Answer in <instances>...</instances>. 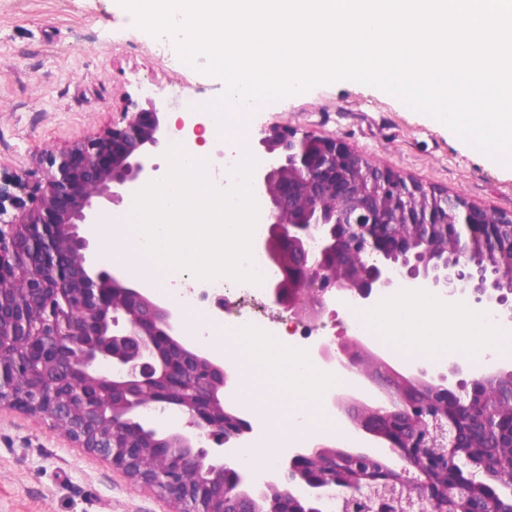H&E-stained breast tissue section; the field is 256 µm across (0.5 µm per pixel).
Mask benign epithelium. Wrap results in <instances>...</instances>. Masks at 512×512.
<instances>
[{
  "instance_id": "benign-epithelium-1",
  "label": "benign epithelium",
  "mask_w": 512,
  "mask_h": 512,
  "mask_svg": "<svg viewBox=\"0 0 512 512\" xmlns=\"http://www.w3.org/2000/svg\"><path fill=\"white\" fill-rule=\"evenodd\" d=\"M166 110L129 96L96 133L0 177V406L50 421L173 512H322L332 488L341 512H512V452L465 443L491 435L512 449V400L500 392L512 389V371L466 379L456 363L449 387L444 374L393 371L356 338L338 340L331 355L385 400H339L343 425L384 442L403 466L311 444L275 459L271 479L243 466L250 423L224 399V359L182 340L167 301L92 264L102 249L87 232L95 207L157 178L154 152L171 137ZM197 128L194 115L178 123L188 150ZM259 144L268 156L253 177L259 223L281 271L272 302L298 321L319 320L332 293L372 304L399 279L448 297L465 282L475 303L512 309V212L427 190L334 135L273 122ZM169 408L183 426H153L148 414Z\"/></svg>"
}]
</instances>
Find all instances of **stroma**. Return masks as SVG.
I'll return each mask as SVG.
<instances>
[{
  "instance_id": "obj_1",
  "label": "stroma",
  "mask_w": 512,
  "mask_h": 512,
  "mask_svg": "<svg viewBox=\"0 0 512 512\" xmlns=\"http://www.w3.org/2000/svg\"><path fill=\"white\" fill-rule=\"evenodd\" d=\"M221 78L176 44L132 24L120 0H0V173L35 169L44 150L90 135L126 95L186 115L220 96ZM275 121L340 137L370 163L473 204L512 210V168L370 85L318 84L261 108L250 147ZM167 502L47 422L0 409V512H169Z\"/></svg>"
}]
</instances>
